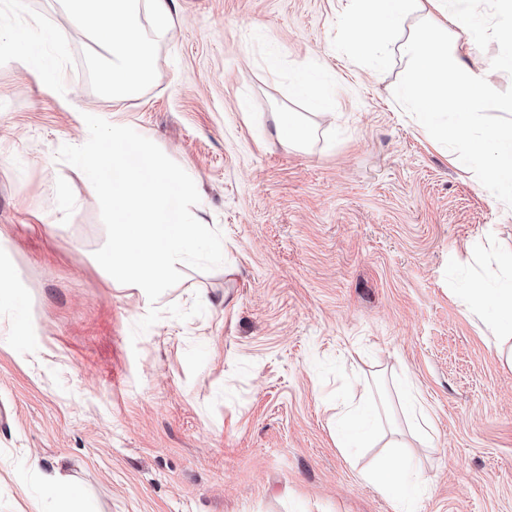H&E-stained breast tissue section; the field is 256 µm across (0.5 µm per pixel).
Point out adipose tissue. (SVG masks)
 <instances>
[{
    "mask_svg": "<svg viewBox=\"0 0 512 512\" xmlns=\"http://www.w3.org/2000/svg\"><path fill=\"white\" fill-rule=\"evenodd\" d=\"M350 19L352 43L362 56L383 61L391 47L410 61V72L401 84L398 104L423 114L427 129L441 140L469 139L459 163L481 162L478 181L498 203L512 205V128L495 125L475 127V111L490 93L484 71L464 64L471 43L457 46L450 55L437 51L443 28L442 17L455 26L466 22L465 14L449 15L446 0H355ZM174 0H63L78 29L99 41L109 65L100 81L111 93L113 103L138 94L153 78L154 54L168 42L176 27ZM423 15L427 28L397 41L403 20L410 14ZM471 305L496 313L495 338L504 362L512 367V283L502 288H470ZM376 483L395 499L401 512H416L410 495L420 477L402 459L391 457L379 469L368 471Z\"/></svg>",
    "mask_w": 512,
    "mask_h": 512,
    "instance_id": "obj_1",
    "label": "adipose tissue"
}]
</instances>
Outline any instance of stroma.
<instances>
[{
	"mask_svg": "<svg viewBox=\"0 0 512 512\" xmlns=\"http://www.w3.org/2000/svg\"><path fill=\"white\" fill-rule=\"evenodd\" d=\"M151 82L114 105L95 45L61 0H0V27L45 39L30 66L0 60V512H58L45 480L89 512H397L362 479L397 442L380 416L347 449L336 407L371 389L397 405L408 378L435 441L407 451L417 512H512V369L462 291L512 246V211L488 197L395 101L409 61L350 49L351 0H175ZM512 0H484L464 62L488 69L481 120L512 123V70L495 68ZM63 68L65 85L43 74ZM335 106L291 95L299 73ZM116 118L193 175L223 266L182 267L138 340L147 297L113 283L98 199L61 145L83 111ZM310 118L304 147L273 115ZM43 495L47 499L60 500L65 507L59 512H86L82 505V497L74 488H67L56 481H47L43 488Z\"/></svg>",
	"mask_w": 512,
	"mask_h": 512,
	"instance_id": "1",
	"label": "stroma"
}]
</instances>
